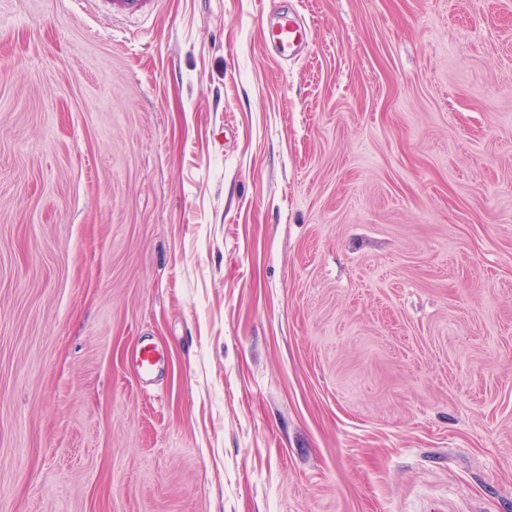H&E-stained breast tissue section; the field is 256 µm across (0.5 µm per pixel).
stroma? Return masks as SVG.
<instances>
[{"mask_svg": "<svg viewBox=\"0 0 512 512\" xmlns=\"http://www.w3.org/2000/svg\"><path fill=\"white\" fill-rule=\"evenodd\" d=\"M0 512H512V0H0ZM305 33V28L297 21L282 14L270 28L272 47L276 53L288 57V52L294 50L303 41Z\"/></svg>", "mask_w": 512, "mask_h": 512, "instance_id": "stroma-1", "label": "stroma"}]
</instances>
